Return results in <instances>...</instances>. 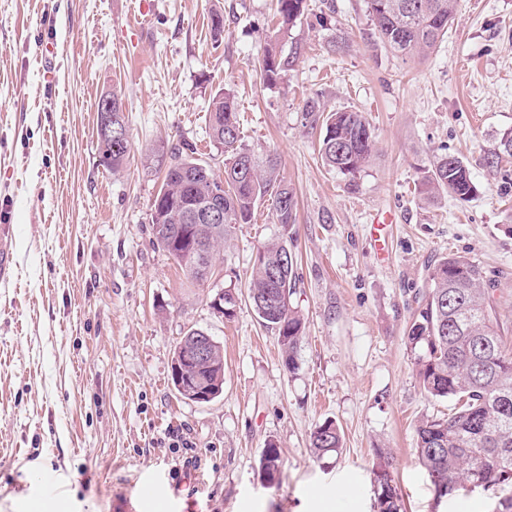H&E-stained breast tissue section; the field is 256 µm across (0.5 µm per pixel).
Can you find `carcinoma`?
Returning <instances> with one entry per match:
<instances>
[{"instance_id":"obj_1","label":"carcinoma","mask_w":512,"mask_h":512,"mask_svg":"<svg viewBox=\"0 0 512 512\" xmlns=\"http://www.w3.org/2000/svg\"><path fill=\"white\" fill-rule=\"evenodd\" d=\"M367 11L383 46L402 58L427 56L447 36L458 0H366ZM306 10V0H277L284 25L296 22ZM267 86L277 85L292 65L273 46L259 61ZM305 122L320 126V157L324 165L345 177L347 187L368 164L374 147L373 132L362 113L326 111L311 97L303 107ZM209 135L228 154L224 176L186 153L190 146L153 150L165 164L161 189L151 205L152 234L156 245L168 253L191 282L203 285L215 274L224 239L238 224H249L263 206L281 233L257 249L247 287V300L262 326L278 338L288 371L298 369L297 349L304 331L303 316L294 306L296 254L288 244V226L296 223L293 188L280 174V161L271 151L243 144L234 91L224 87L209 105ZM130 143L116 149L99 147L100 162L117 172ZM224 186V223L206 224L198 231L204 249L193 257L178 245L189 232L185 207L219 186ZM425 192H445L461 200L471 198L475 187L470 171L457 157L445 154L423 176ZM482 271L464 256L450 255L429 272L427 289L407 328L406 342L415 353L417 374L424 391L434 398L455 402L448 417H427L416 426V451L420 464L439 491L449 497L464 488L488 489L512 484V350L497 332L488 303ZM181 379L206 380L218 389L224 385V356L213 345L208 363L180 364ZM310 447L317 457L338 453L342 436L332 420L319 424ZM259 472L281 482V448L266 444ZM377 512H402L401 496H378Z\"/></svg>"}]
</instances>
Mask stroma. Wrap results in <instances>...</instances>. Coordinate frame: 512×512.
Returning a JSON list of instances; mask_svg holds the SVG:
<instances>
[{
    "mask_svg": "<svg viewBox=\"0 0 512 512\" xmlns=\"http://www.w3.org/2000/svg\"><path fill=\"white\" fill-rule=\"evenodd\" d=\"M0 0V218L16 266L0 283V512H114L141 484L171 512H375L377 451L391 458L404 512H501L512 486L437 502L416 454L423 418L451 401L424 392L405 333L429 269L448 254L482 269L512 346V163L490 164L512 137V0H459L447 37L425 58L379 43L366 0H307L281 26L274 0ZM224 17L212 30L213 13ZM276 42L292 62L267 86L259 60ZM235 92L246 144L278 154L297 222L294 306L305 330L288 372L274 333L249 306L210 302L246 291L258 247L275 237L266 208L237 225L205 285L153 243L150 208L163 174L159 141L192 144L215 174L208 104ZM121 99L130 153L119 174L99 162L97 104ZM362 112L375 145L347 188L305 126L310 97ZM468 166L469 200H426L437 155ZM393 216L374 232L377 213ZM191 328L224 350V392L181 398L171 361ZM335 420L339 453L316 458L315 426ZM195 444L197 464L175 436ZM282 450L280 486L264 487L268 441ZM239 300L240 297L235 291V288H226L221 290L210 304L216 314L221 315L222 311H224V317L229 319L235 315ZM221 303H223L224 306H222Z\"/></svg>",
    "mask_w": 512,
    "mask_h": 512,
    "instance_id": "stroma-1",
    "label": "stroma"
}]
</instances>
